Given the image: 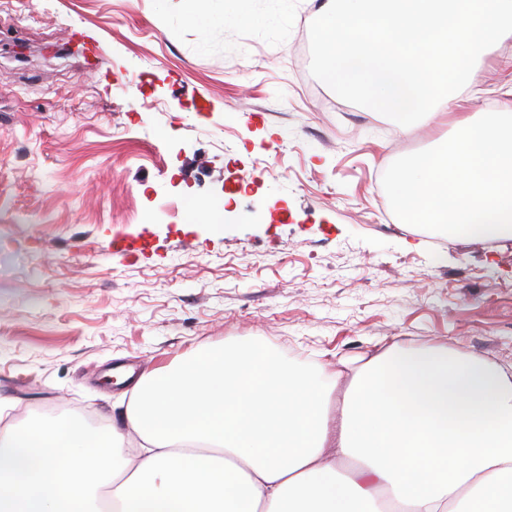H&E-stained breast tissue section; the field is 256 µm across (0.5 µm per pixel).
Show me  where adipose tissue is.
<instances>
[{"label":"adipose tissue","mask_w":512,"mask_h":512,"mask_svg":"<svg viewBox=\"0 0 512 512\" xmlns=\"http://www.w3.org/2000/svg\"><path fill=\"white\" fill-rule=\"evenodd\" d=\"M340 379L258 337L142 376L98 437L70 418L0 436V512H512V366L381 349ZM140 450H126L129 434Z\"/></svg>","instance_id":"obj_1"}]
</instances>
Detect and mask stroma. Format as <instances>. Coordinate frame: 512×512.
I'll list each match as a JSON object with an SVG mask.
<instances>
[{
  "label": "stroma",
  "mask_w": 512,
  "mask_h": 512,
  "mask_svg": "<svg viewBox=\"0 0 512 512\" xmlns=\"http://www.w3.org/2000/svg\"><path fill=\"white\" fill-rule=\"evenodd\" d=\"M328 2L195 27L179 0H0V414L108 419L133 393L113 370L243 335L347 373L391 345L512 364V240L406 224L382 186L452 121L403 134L312 76ZM510 59L475 71L467 114L512 103Z\"/></svg>",
  "instance_id": "1"
}]
</instances>
